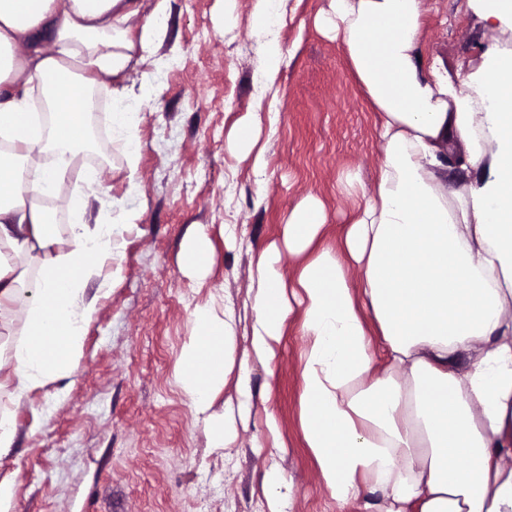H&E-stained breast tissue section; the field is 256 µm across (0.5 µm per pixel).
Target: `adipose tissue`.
I'll use <instances>...</instances> for the list:
<instances>
[{"instance_id":"ef3b65f1","label":"adipose tissue","mask_w":512,"mask_h":512,"mask_svg":"<svg viewBox=\"0 0 512 512\" xmlns=\"http://www.w3.org/2000/svg\"><path fill=\"white\" fill-rule=\"evenodd\" d=\"M169 0H0V325L25 312V334L0 341V391L13 407L68 389L98 298L85 285L115 259L138 197L140 114L126 83L164 40ZM429 0H330L315 24L344 48L380 115L379 176L341 175L363 205L335 245L310 195L289 212L280 241L252 254L250 334L236 349L232 309H197L179 382L212 447L237 445L254 410L255 365L271 366L286 321L299 314L300 421L323 485L358 512H512V50L489 51L463 85L424 66ZM263 37L259 85L284 57L286 0H254ZM56 120L33 135L35 93ZM112 103L113 140L127 148L126 190L105 180L86 203L111 202L113 224L51 226L46 198L66 181L87 95ZM262 118L251 112L225 140L264 174ZM464 152L453 153L452 145ZM39 269L31 278L30 266ZM233 382L223 412L218 391Z\"/></svg>"}]
</instances>
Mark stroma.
<instances>
[{"mask_svg":"<svg viewBox=\"0 0 512 512\" xmlns=\"http://www.w3.org/2000/svg\"><path fill=\"white\" fill-rule=\"evenodd\" d=\"M423 18L425 60L449 75L476 71L486 51L512 49V33L491 30L466 0H430ZM329 0H287L279 36L286 62L272 93L278 112L264 174L229 155L224 142L236 121L254 111L259 46L252 0H235L232 23L224 0H170L167 37L153 52L159 91L133 85L141 101L137 158L141 211L121 236L120 255L87 284L98 311L85 331L83 356L64 396L41 425L45 403L12 408L17 443L15 512H269L262 477L278 462L293 478L288 512H356L323 486L305 448L299 417L302 391L296 317H289L271 368L255 366L257 408L231 451L211 447L208 428L190 408L175 375L198 308H234L249 295L250 249L280 239L289 211L304 197L327 211L325 241L335 244L356 198L339 194V177L361 169L373 182L381 165L376 115L356 85L342 45L316 29ZM103 153L97 170L122 196L127 150L111 140L86 146ZM207 228L213 245L204 283L183 272L179 252L191 225ZM232 224L248 249L224 247ZM273 412L283 445L255 447Z\"/></svg>","mask_w":512,"mask_h":512,"instance_id":"obj_1","label":"stroma"}]
</instances>
